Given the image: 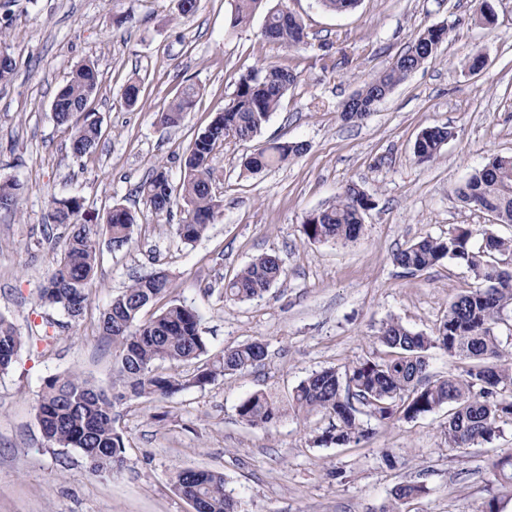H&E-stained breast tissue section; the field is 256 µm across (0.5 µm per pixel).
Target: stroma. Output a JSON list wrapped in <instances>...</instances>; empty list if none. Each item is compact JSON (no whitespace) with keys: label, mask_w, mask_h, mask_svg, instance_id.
<instances>
[{"label":"stroma","mask_w":512,"mask_h":512,"mask_svg":"<svg viewBox=\"0 0 512 512\" xmlns=\"http://www.w3.org/2000/svg\"><path fill=\"white\" fill-rule=\"evenodd\" d=\"M234 2L199 0L185 17L179 0H10L8 18L0 17V49L16 63L0 83V181L24 188L17 210H0V316L34 339L0 373V512H192L171 483L180 468L223 473L242 512H382L398 485L416 481L427 491L401 512H482L495 486L492 462L512 453L510 426L491 442L452 448L442 408L410 420L368 417L370 435L359 444L318 448L309 433L327 420L288 412L258 429L236 408L260 390L288 401L312 372L383 357L377 336L390 319L432 332L473 284L465 266L447 260L407 273L393 262L396 250L459 226L512 237V224L494 223L456 193L490 158L512 154V0H489L495 21L486 26L479 0H360L345 14L288 0L307 33L295 50L261 35L279 0H263L250 25L237 28ZM431 26L448 30L437 54L366 119L344 120L343 103ZM85 62L99 75L90 108L103 136L77 159L50 108ZM270 64L298 80L253 138L212 156L220 215L204 237L183 242L180 206L155 215L137 187L158 166L179 179L188 144L240 76ZM132 81L140 99L130 107L122 93ZM190 84L201 89L192 111L180 126L161 125L160 113ZM435 125L454 135L436 160L418 162L416 138ZM282 141L304 150L282 167L241 176L245 156ZM349 183L374 202L358 238L308 240L306 216ZM53 196L81 198L86 224L102 225L116 204L137 218L123 246L100 235L91 310L77 324L39 300L69 233L47 221ZM263 254L280 258L284 278L260 298L226 302L225 282ZM157 272L170 281L169 300L197 312L211 354L260 339L267 356L166 399L117 403L124 464L96 475L79 450L46 443L37 396L48 378L71 370L111 389L112 343L97 317L134 279ZM44 332L52 342L41 341Z\"/></svg>","instance_id":"obj_1"}]
</instances>
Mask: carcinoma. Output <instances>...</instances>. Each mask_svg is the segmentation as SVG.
<instances>
[{
	"mask_svg": "<svg viewBox=\"0 0 512 512\" xmlns=\"http://www.w3.org/2000/svg\"><path fill=\"white\" fill-rule=\"evenodd\" d=\"M262 0H235L231 18L234 27L248 25ZM263 35L288 49L305 43L307 33L287 6L269 10ZM446 38L443 27L424 29L413 39L414 52L401 54L393 64L354 94L343 115L361 119L376 95L392 90L410 70L419 68L435 55ZM296 74L283 66H267L242 76L233 98L217 113L207 128L192 140L185 153L178 184L165 168L154 169L138 191L151 210L161 215L180 199L187 206L177 227L186 243L200 239L217 219L221 203L213 194L212 155L233 139L251 137L261 130L280 106L282 97L295 83ZM98 89V72L91 64L78 66L57 93L51 111L59 125L71 129L70 150L79 159L90 153L102 136L98 120L87 109ZM200 89L186 86L179 97L161 112V122L176 126L192 109ZM452 137L446 126L421 131L414 144L420 162L434 160L444 142ZM301 143L273 142L245 157L243 172L257 174L301 153ZM466 204H477L497 213L503 224H512V155H496L457 188ZM21 185L0 182V209L19 206ZM373 201L356 184H349L336 203L309 214L303 231L311 241L347 243L362 228L363 214ZM83 203L76 197H51L48 218L52 224L72 227L53 272L41 289V304L51 307L71 322L82 320L90 303L100 256L98 231L80 222ZM136 217L131 212L108 211L105 233L114 243L132 239ZM512 238L486 230L460 226L446 237H423L393 254V262L408 273L428 270L448 258L472 274L474 286L458 293L448 305L444 319L429 335L414 333L398 320L387 322L378 342L385 348L379 360L356 363L345 374L334 369L312 373L293 390L289 408L305 418L326 416L332 423L313 437L316 447H346L366 435L360 409L379 422L395 418L414 419L448 407L444 435L450 448H467L489 442L504 425L512 424V357L505 354L496 333L497 325L512 318ZM284 273L278 257L260 255L224 284V298L243 302L263 296ZM170 288L164 274L139 278L127 286L98 317L99 334L112 341L115 357V392L97 389L79 373L70 371L50 377L37 402V419L46 442L59 448H77L94 473L111 472L124 462L125 443L115 426V403L131 398L170 397L189 386H203L219 376L253 368L266 357L265 344L256 339L224 350L206 369L191 379L158 371L161 364L175 368L208 354V343L200 331L196 311L170 303L149 319L143 310L165 298ZM26 345L12 322L0 316V372L7 370ZM441 349L451 357L467 361L459 374L431 378L427 373L428 352ZM282 409L265 392H256L237 406L245 425L264 427L277 420ZM173 483L196 512H240L239 501L227 492L224 475L217 471L183 468L174 473ZM422 482L397 486L394 505L399 512L406 500L424 493Z\"/></svg>",
	"mask_w": 512,
	"mask_h": 512,
	"instance_id": "carcinoma-1",
	"label": "carcinoma"
}]
</instances>
